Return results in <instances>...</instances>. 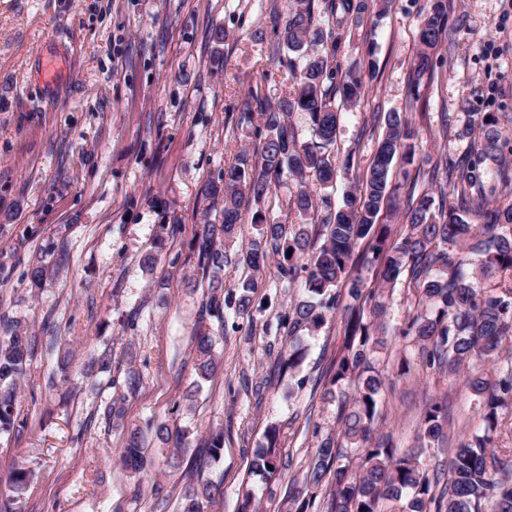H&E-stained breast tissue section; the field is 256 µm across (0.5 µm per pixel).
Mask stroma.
<instances>
[{
  "label": "stroma",
  "mask_w": 512,
  "mask_h": 512,
  "mask_svg": "<svg viewBox=\"0 0 512 512\" xmlns=\"http://www.w3.org/2000/svg\"><path fill=\"white\" fill-rule=\"evenodd\" d=\"M288 0H0V316L37 339L19 381L18 429L0 438V505L18 469L33 479L24 512H177L183 469L166 466L173 441L159 426L196 446L209 429L224 431V449L204 475L224 496L212 512H289L319 435L336 427L331 369L344 324L333 317L301 331L304 357L292 372L280 316L304 297L267 268L252 310L228 315L239 331L216 338L223 366L198 382L195 330L209 278L191 255L204 224L218 222L222 201L208 196L239 151L258 141L244 118L251 96L267 101L294 81L268 56L275 39L270 2ZM426 0H393L369 10L346 36L344 57L375 78L360 104L343 111L337 159L353 155L352 176H338L341 199L362 178L385 133L383 115L407 112L415 130L409 172L444 166L474 136L473 112H493L512 140V0H448V37L433 51L417 108L408 85L420 49ZM225 33L215 43V29ZM60 55L55 84L40 66ZM159 248L146 270L143 256ZM54 268L41 287L27 272ZM406 280L388 294V348L377 355L392 382L381 422L396 452L417 447L429 400L447 401L454 440L484 429V412L464 380L448 383L412 361L396 333L409 308ZM112 357V370L81 375L90 357ZM75 375L51 386L61 359ZM140 380L127 395V376ZM126 395L125 420L140 425L154 465L145 479L115 460L121 427L106 424L105 404ZM276 429L286 468L272 479L254 472L257 448Z\"/></svg>",
  "instance_id": "obj_1"
}]
</instances>
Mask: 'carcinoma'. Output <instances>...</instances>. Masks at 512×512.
<instances>
[{"mask_svg": "<svg viewBox=\"0 0 512 512\" xmlns=\"http://www.w3.org/2000/svg\"><path fill=\"white\" fill-rule=\"evenodd\" d=\"M315 0H295L288 18L276 26L270 44L272 61L297 75V88L254 111L245 103V119L253 125L259 145L242 150L234 166L224 171L220 183L208 193L222 198L217 224L203 225L194 244V257L202 271L211 274L202 319L225 330L226 315L248 312L262 285L266 262L275 260L277 276L290 284L304 281L308 297L294 301L283 317L288 336L302 329L315 331L326 316L342 309L345 320L342 355L336 360L332 384L353 377L350 394L340 393L336 433L325 435L304 474L306 487L330 484L326 512H382L386 502L407 500L405 512H512V456L494 448L498 409L512 404V370L491 380L483 372L468 376L467 387L484 411L481 434L453 442L448 433V403L431 402L424 410L420 440L448 448V468L434 464L422 453L398 456L387 435L376 434L380 407L387 390L375 357L387 345L377 334L378 320L386 312L384 299L400 275L415 287L413 311L398 330L416 358L427 368L448 376L482 364H497L503 342L512 337V204L489 207L498 193L512 194V171L503 164L512 142L502 136L491 112L471 114L479 139L462 155L448 156V177L417 174L428 188L407 202L399 213L396 199L406 171L393 178L395 157L414 160L413 131L408 117L389 112L385 136L361 184L351 187L337 208L321 189L336 184V144L340 106H355L366 83L351 65L339 59L345 33L364 22V0H322L326 19L316 14ZM448 0H428L420 16L417 39L420 51L413 63L410 103L420 100V86L434 69L431 51L447 35ZM342 105H337L336 101ZM303 116L312 139H300L292 122ZM495 177L488 178L491 166ZM289 190L286 208L301 217L316 215L322 243L312 239L304 224H290L265 211L276 187ZM255 205L258 236L237 254L246 274L236 285L225 287L218 273L229 263L226 243L236 238L242 210ZM403 217V227L379 223L383 210ZM377 270L379 281L369 288L356 267ZM346 288L342 294L340 288ZM209 328L196 336L194 367L199 378H211L222 366ZM35 339L16 329L0 336V436L17 430L15 408L18 380L35 355ZM276 428L269 429L268 444L256 453L254 467L265 477L279 471L274 448ZM224 431L212 430L187 466L189 478L180 498V512H208L221 495L220 485L200 478L199 472L221 456ZM356 450L355 458L344 449ZM347 458V464L338 461ZM119 460L130 474L144 475L151 468L142 431L125 430ZM273 469H268V466ZM29 472L11 477L13 512H21ZM441 492H436L440 483Z\"/></svg>", "mask_w": 512, "mask_h": 512, "instance_id": "obj_1", "label": "carcinoma"}]
</instances>
